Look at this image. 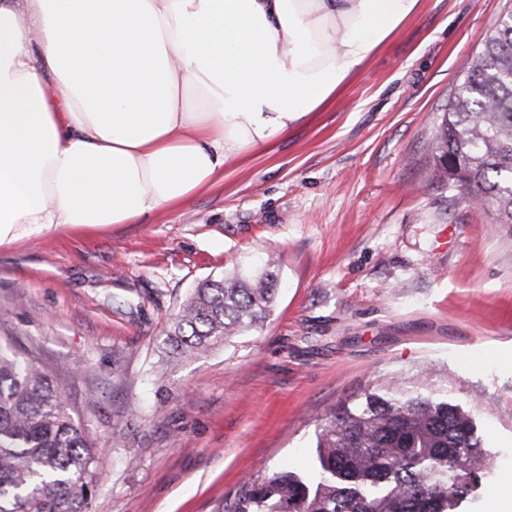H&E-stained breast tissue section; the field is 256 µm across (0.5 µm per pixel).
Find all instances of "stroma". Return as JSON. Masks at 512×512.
<instances>
[{
  "instance_id": "obj_1",
  "label": "stroma",
  "mask_w": 512,
  "mask_h": 512,
  "mask_svg": "<svg viewBox=\"0 0 512 512\" xmlns=\"http://www.w3.org/2000/svg\"><path fill=\"white\" fill-rule=\"evenodd\" d=\"M512 0H421L336 95L224 181L133 224L0 245V336L58 373L101 448L93 512H222L305 469L341 400L393 380L448 394L512 476V224L452 196L434 140L460 69ZM273 260L261 330L157 378L202 280Z\"/></svg>"
}]
</instances>
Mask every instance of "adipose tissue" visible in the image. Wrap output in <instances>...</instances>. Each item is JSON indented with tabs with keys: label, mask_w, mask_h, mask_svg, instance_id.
I'll return each mask as SVG.
<instances>
[{
	"label": "adipose tissue",
	"mask_w": 512,
	"mask_h": 512,
	"mask_svg": "<svg viewBox=\"0 0 512 512\" xmlns=\"http://www.w3.org/2000/svg\"><path fill=\"white\" fill-rule=\"evenodd\" d=\"M420 0H0V244L131 224L316 111Z\"/></svg>",
	"instance_id": "1"
}]
</instances>
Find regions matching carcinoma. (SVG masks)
Listing matches in <instances>:
<instances>
[{
	"label": "carcinoma",
	"instance_id": "obj_1",
	"mask_svg": "<svg viewBox=\"0 0 512 512\" xmlns=\"http://www.w3.org/2000/svg\"><path fill=\"white\" fill-rule=\"evenodd\" d=\"M436 137V166L471 208L512 224V15L462 68ZM277 277L271 265L206 279L170 320L164 372L228 337L263 327ZM304 476L263 470L245 479L224 512H459L492 460L455 400L389 383L329 412ZM100 450L58 380L0 336V512H91ZM464 458L465 470H451Z\"/></svg>",
	"mask_w": 512,
	"mask_h": 512
}]
</instances>
